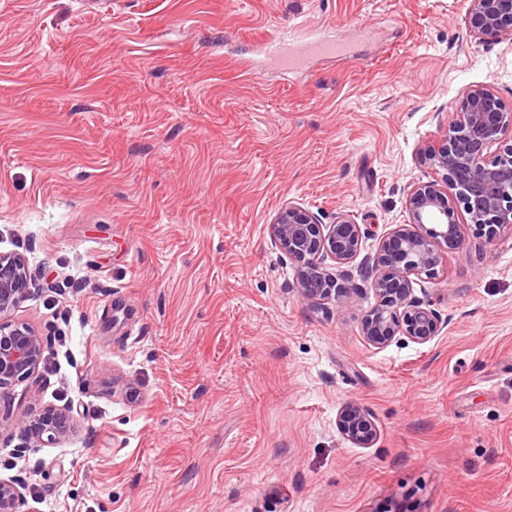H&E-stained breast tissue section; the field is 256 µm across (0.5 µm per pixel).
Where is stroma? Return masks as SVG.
Segmentation results:
<instances>
[{
    "mask_svg": "<svg viewBox=\"0 0 512 512\" xmlns=\"http://www.w3.org/2000/svg\"><path fill=\"white\" fill-rule=\"evenodd\" d=\"M468 0H0V253L46 360L0 389L23 512H512V236L461 224L415 294L425 345L363 338L376 302L311 303L267 226L295 201L407 223L409 187L475 85L512 104V44ZM374 27L349 61L252 71L266 39ZM361 405V448L337 427ZM71 407L29 442L20 420ZM341 432L355 445L368 447L377 436V428L368 412L355 402L345 403L339 414ZM73 421L67 409L46 406L22 419L18 425L31 442L42 443L66 438L73 428Z\"/></svg>",
    "mask_w": 512,
    "mask_h": 512,
    "instance_id": "stroma-1",
    "label": "stroma"
}]
</instances>
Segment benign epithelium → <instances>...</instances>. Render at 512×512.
Here are the masks:
<instances>
[{
    "instance_id": "1",
    "label": "benign epithelium",
    "mask_w": 512,
    "mask_h": 512,
    "mask_svg": "<svg viewBox=\"0 0 512 512\" xmlns=\"http://www.w3.org/2000/svg\"><path fill=\"white\" fill-rule=\"evenodd\" d=\"M467 30L478 40L512 43V0H470ZM419 159L436 178L409 190V223L382 235L372 254L361 256L365 230L343 213L326 224L319 213L290 201L267 225L272 243L296 265L302 297L312 303L350 298L356 286L342 267L360 261L376 297L362 316V333L376 349L397 336L424 345L441 335L445 321L414 294V284L422 275L436 278L443 253L461 247L456 211L489 243L512 232V106L486 87L469 88L451 112L442 143L420 149ZM30 285L25 259L0 253L1 389L34 373L45 352L42 337L13 320ZM19 426L34 443L56 441L70 434L73 417L46 406ZM339 427L360 447L377 436L371 416L355 402L341 407ZM22 499L19 482L0 480V512H19Z\"/></svg>"
}]
</instances>
